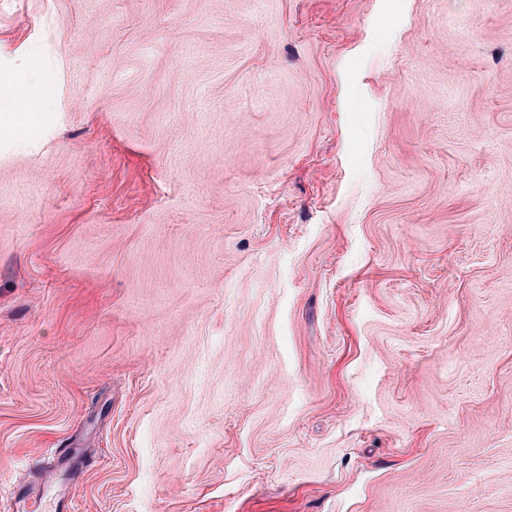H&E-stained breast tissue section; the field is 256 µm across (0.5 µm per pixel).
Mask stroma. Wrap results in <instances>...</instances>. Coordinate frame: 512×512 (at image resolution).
I'll return each mask as SVG.
<instances>
[{
    "mask_svg": "<svg viewBox=\"0 0 512 512\" xmlns=\"http://www.w3.org/2000/svg\"><path fill=\"white\" fill-rule=\"evenodd\" d=\"M23 77L0 512H512V0H0Z\"/></svg>",
    "mask_w": 512,
    "mask_h": 512,
    "instance_id": "stroma-1",
    "label": "stroma"
}]
</instances>
